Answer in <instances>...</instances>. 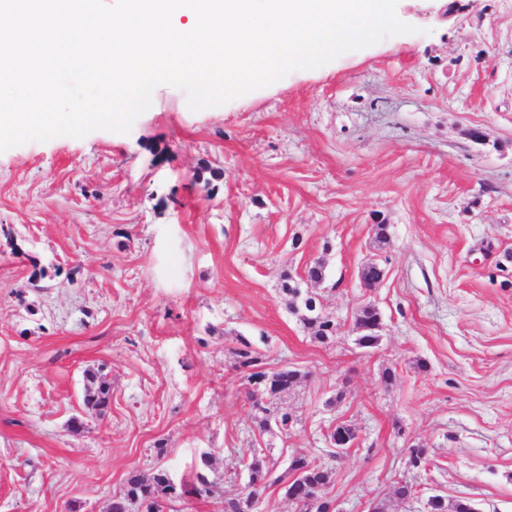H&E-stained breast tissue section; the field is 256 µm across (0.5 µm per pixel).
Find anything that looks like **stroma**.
Listing matches in <instances>:
<instances>
[{
  "instance_id": "35a3bbf8",
  "label": "stroma",
  "mask_w": 512,
  "mask_h": 512,
  "mask_svg": "<svg viewBox=\"0 0 512 512\" xmlns=\"http://www.w3.org/2000/svg\"><path fill=\"white\" fill-rule=\"evenodd\" d=\"M396 15L415 33L222 109L169 86L128 132L0 152V512H107L130 473L188 482L204 454L227 489L244 457L319 459L336 512H427L432 494L512 512V0ZM284 270L333 341L289 310ZM367 305L372 349L355 342ZM240 336L302 374L278 401L288 434L257 427ZM89 369L112 400L76 430ZM340 423L356 440L333 458ZM280 279V290L288 298L289 310L299 315L300 321L311 331L312 337L322 343L335 339L338 330L336 319L322 312L316 296L303 294L289 273H283ZM381 317L379 312L371 307L364 306L358 313L354 327L357 332L356 344L360 348H375L379 342L380 336L374 328L379 327Z\"/></svg>"
}]
</instances>
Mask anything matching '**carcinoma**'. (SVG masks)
I'll return each instance as SVG.
<instances>
[{"label": "carcinoma", "mask_w": 512, "mask_h": 512, "mask_svg": "<svg viewBox=\"0 0 512 512\" xmlns=\"http://www.w3.org/2000/svg\"><path fill=\"white\" fill-rule=\"evenodd\" d=\"M384 276L381 266L371 263L361 270V278L368 286H374ZM281 293L288 298V309L299 315L304 327L311 331L312 337L322 343L336 338L338 324L336 319L322 312V307L315 295L302 292L297 282L289 273L281 275ZM381 317L379 312L365 306L358 313L354 327L357 332L356 344L361 348H374L379 342V336L375 328L379 327ZM239 347L235 349L238 370L244 373L248 385L252 386L249 392L253 400V407L259 412L256 416L258 427L262 431L269 429L270 418L276 416L281 419L284 430H289L293 423L292 416L287 412H281L275 407L280 394L294 387L300 372L287 367L262 369L264 366L263 355L252 347L245 338L238 339ZM111 398V383L106 376L89 371L86 375L84 390V405L100 414L108 408ZM333 480V472L324 464H318L306 457H295L291 460L286 471L270 480V482L254 485L246 492L232 496L219 494L222 503V512H248L249 499L260 494L268 484L283 485L284 493L292 498L299 512H308V501ZM150 490L159 504L157 512H162L161 504L166 501L180 499L182 496L193 493L198 497L209 498L215 494V485L207 476L199 471L195 475V481L189 485L177 486L164 469H157L150 475L132 473L128 476L122 490L112 496L111 512H138L136 507L144 505V493ZM430 512H476V509L468 501H458L448 505L440 496L429 499Z\"/></svg>", "instance_id": "obj_1"}]
</instances>
